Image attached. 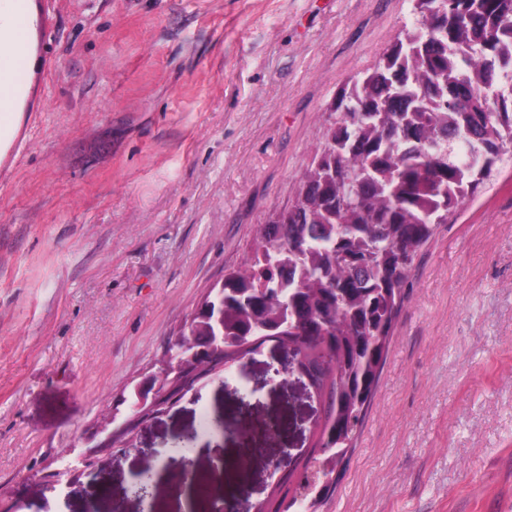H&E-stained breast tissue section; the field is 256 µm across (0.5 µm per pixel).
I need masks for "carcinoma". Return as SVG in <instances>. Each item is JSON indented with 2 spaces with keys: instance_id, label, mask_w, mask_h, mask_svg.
I'll return each instance as SVG.
<instances>
[{
  "instance_id": "obj_1",
  "label": "carcinoma",
  "mask_w": 512,
  "mask_h": 512,
  "mask_svg": "<svg viewBox=\"0 0 512 512\" xmlns=\"http://www.w3.org/2000/svg\"><path fill=\"white\" fill-rule=\"evenodd\" d=\"M333 111L294 201L259 225L220 292L215 361L274 342L302 354L321 399L317 482L291 475L285 506L300 512L346 470L418 253L512 151V0H443L344 84ZM212 316L197 306L181 340L206 345Z\"/></svg>"
}]
</instances>
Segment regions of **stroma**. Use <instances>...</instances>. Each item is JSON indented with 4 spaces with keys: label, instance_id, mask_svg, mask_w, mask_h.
<instances>
[{
    "label": "stroma",
    "instance_id": "1",
    "mask_svg": "<svg viewBox=\"0 0 512 512\" xmlns=\"http://www.w3.org/2000/svg\"><path fill=\"white\" fill-rule=\"evenodd\" d=\"M410 0H53L15 153L0 162V512H208L166 459L187 445L254 503L265 458L304 460L322 407L271 382L264 344L184 389L47 488L125 387L240 267L294 198L351 77L374 67ZM223 416V429L212 427ZM153 497L131 492L143 450ZM317 512H512V158L417 256L375 398Z\"/></svg>",
    "mask_w": 512,
    "mask_h": 512
}]
</instances>
